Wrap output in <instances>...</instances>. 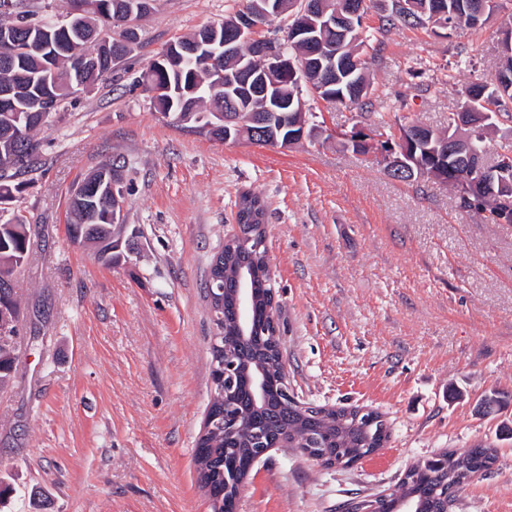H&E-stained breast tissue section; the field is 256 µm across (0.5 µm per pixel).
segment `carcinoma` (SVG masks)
I'll list each match as a JSON object with an SVG mask.
<instances>
[{
    "mask_svg": "<svg viewBox=\"0 0 512 512\" xmlns=\"http://www.w3.org/2000/svg\"><path fill=\"white\" fill-rule=\"evenodd\" d=\"M92 7L75 16V26L69 29L72 54L54 51L51 41L55 35L47 34L49 15L38 18L24 9L23 0H16L15 10L0 18V28L11 33L9 43L0 42V84L16 83L20 93L17 111L0 103V154H11L12 159L0 161V204L10 202L20 192V175L31 172L40 164L42 145L34 138L39 129L36 122L26 118L36 117L47 108L58 110L60 103L72 95V86L81 84L92 88L112 68L123 61L128 49L112 53L98 65L73 66L72 58L87 57L107 37L121 46L124 32L114 21L124 17L129 9H137L139 0H90ZM384 25L365 31L363 39L346 42V53L362 55L364 46L380 42L379 35L386 27L398 23L420 26L429 22V15L416 13L412 20L403 17L400 0H391L390 12L384 16ZM340 79L336 85L322 88L315 77H309L305 90L310 96L318 95L326 102H348L359 105L369 93L367 77L368 60L359 61L352 73L336 63ZM149 89L159 91L152 97L157 108L185 124L199 127L200 115H208L216 131L214 138L224 139V121L220 115L227 109V90L211 91L208 67L198 65V56L189 52L179 59L151 64L147 72ZM488 88L478 109L491 114L512 112V89L500 91L494 83L469 85ZM273 93L279 98L293 101L292 107L301 106L302 89L286 80L278 81ZM278 129V143L288 142L295 130L288 127V113L274 115ZM426 136L415 145L416 154L424 156L439 142L450 137L446 132L424 128ZM73 222L69 224L70 240L74 244L96 241L102 244L100 256L110 254L112 236L107 224V211L103 208L88 210L82 204L72 209ZM239 232L234 234V248L223 250L219 257L224 273V293L215 303L213 324L220 336L222 357L238 364V375L231 395L224 396V384L213 386L211 405L215 407L211 429L202 442L205 451L195 454L197 472L210 478L216 489L224 487V461L237 464V469L249 468L257 448L267 435L288 436V443L301 454L313 458L327 453L336 462H357L382 448L389 438V427L382 415L371 408H336L308 411L286 400L279 377L282 365L271 354V323L279 321L278 305L273 303L276 294L264 260L265 249L255 246L267 239L266 205L255 193L242 194L237 212ZM32 227L23 217L14 214L0 218V282L17 283V274L26 264L31 247ZM244 268L249 286L253 290L249 335L240 339L234 290L239 268ZM20 312L16 288H0V337L17 338ZM16 348L0 346V386L7 384L16 373ZM269 377L268 390L263 400L255 399L251 379L258 369ZM232 422L224 424V415ZM497 461V451L485 443L466 448L440 452L413 463L404 473L399 484L381 496L382 512H447L448 501L455 500L462 491L461 479H477L485 475Z\"/></svg>",
    "mask_w": 512,
    "mask_h": 512,
    "instance_id": "1",
    "label": "carcinoma"
}]
</instances>
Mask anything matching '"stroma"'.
I'll return each instance as SVG.
<instances>
[{
	"label": "stroma",
	"mask_w": 512,
	"mask_h": 512,
	"mask_svg": "<svg viewBox=\"0 0 512 512\" xmlns=\"http://www.w3.org/2000/svg\"><path fill=\"white\" fill-rule=\"evenodd\" d=\"M483 26L384 31L364 106L307 99L327 135L290 148L221 141L159 112L142 83L178 39L242 0H156L111 78L37 132L42 164L10 208L32 224L17 276L18 365L0 388V512H211L194 451L212 394L211 262L242 193L267 203L289 384L329 408L371 407L384 448L327 468L274 448L235 512H345L420 458L495 447L452 512H512V224L461 208L452 186L404 182L342 136L413 121L447 130L463 88L490 80L512 0ZM124 164L115 259L73 244V187Z\"/></svg>",
	"instance_id": "stroma-1"
}]
</instances>
